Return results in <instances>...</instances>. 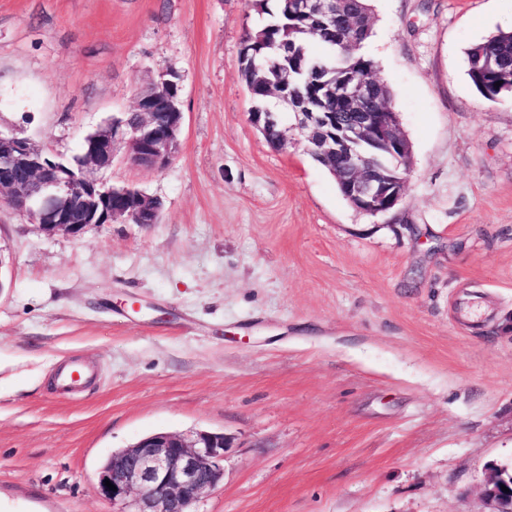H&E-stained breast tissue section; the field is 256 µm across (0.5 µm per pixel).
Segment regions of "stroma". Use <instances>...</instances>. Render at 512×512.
Masks as SVG:
<instances>
[{"mask_svg":"<svg viewBox=\"0 0 512 512\" xmlns=\"http://www.w3.org/2000/svg\"><path fill=\"white\" fill-rule=\"evenodd\" d=\"M365 50L412 146L400 217L351 207L280 105L250 123L251 0H0V133L72 158L181 76L179 150L100 180L158 223L49 235L0 206V512H112L102 461L157 432L224 434L193 512H497L512 469V98L466 49L512 0H371ZM78 360L97 381L55 389Z\"/></svg>","mask_w":512,"mask_h":512,"instance_id":"35a3bbf8","label":"stroma"}]
</instances>
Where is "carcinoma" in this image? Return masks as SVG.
Wrapping results in <instances>:
<instances>
[{
  "instance_id": "1",
  "label": "carcinoma",
  "mask_w": 512,
  "mask_h": 512,
  "mask_svg": "<svg viewBox=\"0 0 512 512\" xmlns=\"http://www.w3.org/2000/svg\"><path fill=\"white\" fill-rule=\"evenodd\" d=\"M262 13L269 20L262 26L246 32L248 42L265 45L266 59L256 70L240 71L246 86L254 88L257 102L265 106L269 98L262 93L284 88L297 98H308L319 90L315 78L327 82H343L357 74L375 72V59L364 51L372 34V26L344 28L347 18L371 13L368 0H344L341 11L325 19V26L316 33L298 27L284 18L279 9H270L268 0H259ZM345 29L348 47L336 38V30ZM295 50L285 59L278 50L283 41ZM467 75L478 93L488 101L512 94V30L501 31L491 38L472 44L466 50ZM501 85H496V82Z\"/></svg>"
}]
</instances>
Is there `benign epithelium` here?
Listing matches in <instances>:
<instances>
[{"label":"benign epithelium","instance_id":"benign-epithelium-1","mask_svg":"<svg viewBox=\"0 0 512 512\" xmlns=\"http://www.w3.org/2000/svg\"><path fill=\"white\" fill-rule=\"evenodd\" d=\"M291 11L312 20L341 7V0H286ZM178 75L161 78L143 88L134 112L84 137L75 164L66 163L32 142L0 133V204L27 217L49 235L77 236L97 224H154L158 200L144 192L109 185L94 173L112 166L119 146L133 165L166 167L178 151L183 112L178 100ZM371 78L363 77L331 90L352 110L356 119L341 124V136L330 130L329 113L316 101L295 111L297 127L317 137L318 152L333 157L354 177L347 185L348 202L372 216L398 210L410 172V145L399 128L397 113L387 112L369 95ZM275 113L258 107L249 121L263 134L276 124ZM226 438L201 431L194 435L159 432L112 453L99 470L97 492L127 512L123 505L137 495L134 512H192L191 506L224 480ZM110 480L116 490L104 485ZM505 478L500 471L488 476L484 494L512 512L499 494Z\"/></svg>","mask_w":512,"mask_h":512}]
</instances>
